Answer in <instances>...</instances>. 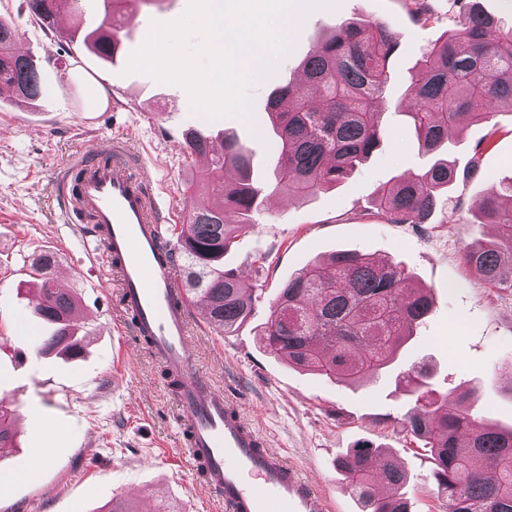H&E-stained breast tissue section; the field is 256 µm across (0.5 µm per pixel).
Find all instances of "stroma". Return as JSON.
Returning <instances> with one entry per match:
<instances>
[{"mask_svg":"<svg viewBox=\"0 0 512 512\" xmlns=\"http://www.w3.org/2000/svg\"><path fill=\"white\" fill-rule=\"evenodd\" d=\"M187 3L143 0L123 22L117 62L107 64L79 36L44 31L24 0H0V18L15 26L17 45L38 64L45 87L33 106L0 97V396L11 399L17 413L16 441L0 456V474L23 475L0 484V512H107L113 500L127 496L150 507L167 502L178 512H224L193 481L181 454L182 431L161 365L124 332L114 310L116 291L102 287V265L88 257L83 225L63 223L52 195L60 166L124 135L163 189L175 221H182L184 185L204 170L184 148L183 134L191 128L237 136L250 150L252 179L262 190L254 228L239 236L226 258L242 275L254 312L226 335L194 317L198 363L263 434L267 448L330 495L332 512H358L336 459L362 444L403 462L413 512H443L431 454L404 429L415 399L399 374L415 364L426 367L433 388L474 390L473 414L512 428V288L474 284L461 262L465 245L499 234L469 208L491 187L512 180V109L494 106L490 122L464 126L449 143L456 179L431 223L389 224L375 213V190L435 161L419 149L407 123V111L417 105L407 86L425 49L454 24L448 0H427L420 20L411 0H341L338 9L311 12L294 50L253 90V132L234 118L209 121L193 113L178 86L126 73L151 21L174 20ZM346 20L383 21L398 33L389 92L378 105L391 134L344 182L313 196L279 193L276 137L265 120L269 93L274 84L299 82L302 60ZM339 249L390 258L435 292L432 311L397 360L359 385L290 367L260 342L281 283ZM45 253L70 272L69 290L87 313L79 333L84 352L76 360L28 344L16 331L34 291L32 262ZM260 254L267 258L261 269L254 264ZM36 448L49 451L38 466Z\"/></svg>","mask_w":512,"mask_h":512,"instance_id":"stroma-1","label":"stroma"}]
</instances>
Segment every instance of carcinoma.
I'll use <instances>...</instances> for the list:
<instances>
[{
	"label": "carcinoma",
	"instance_id": "1",
	"mask_svg": "<svg viewBox=\"0 0 512 512\" xmlns=\"http://www.w3.org/2000/svg\"><path fill=\"white\" fill-rule=\"evenodd\" d=\"M80 0H26L28 11L48 30V20ZM141 0H103L102 24L84 35L99 51L101 32L113 18L137 10ZM454 26L440 44L426 49L410 76L409 91L419 105L407 113L418 146L433 151L468 123L491 120L488 105L512 109V31L488 13L481 0H448ZM15 29L0 19V82L15 100L30 104L44 85L35 60L15 48ZM396 34L384 22L344 21L303 62L305 80L276 86L266 110L279 144L276 189L310 196L339 183L380 149L386 128L377 109L391 78ZM317 90L320 102H310ZM237 180L227 186L225 173ZM454 169L438 161L414 177L376 190L373 206L389 224H426L442 194L455 180ZM202 187L224 198V206L188 196L186 223L171 228L176 259L183 262L184 287L192 303L207 310V322L227 334L252 311L236 272L224 267L241 225L259 205L260 188L250 182L248 149L234 135L213 155L200 176ZM485 224L498 226L499 240L463 248L461 260L473 281L512 288V181L479 197L471 206ZM55 260L39 257L33 266L42 306L38 314L52 332L43 349L78 347L71 318L75 297L55 287ZM397 263L358 250H340L313 262L279 288L262 330L265 348L288 364L343 383H358L387 368L424 321L434 300L427 286H410ZM402 380L416 395L417 412L404 429L431 449L437 498L446 512H512V430L480 424L468 405L471 395L432 389L424 368L414 365ZM14 410L0 401V445L9 442ZM365 512H410L405 473L379 448L359 446L336 461Z\"/></svg>",
	"mask_w": 512,
	"mask_h": 512
}]
</instances>
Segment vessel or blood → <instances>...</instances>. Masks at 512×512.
<instances>
[{
    "mask_svg": "<svg viewBox=\"0 0 512 512\" xmlns=\"http://www.w3.org/2000/svg\"><path fill=\"white\" fill-rule=\"evenodd\" d=\"M55 192L90 218L87 235L121 280L124 317L177 383L183 453L196 479L228 512H331L328 495L263 448L191 353L195 308L171 259L170 212L143 164L114 138L61 168Z\"/></svg>",
    "mask_w": 512,
    "mask_h": 512,
    "instance_id": "b4317fda",
    "label": "vessel or blood"
}]
</instances>
